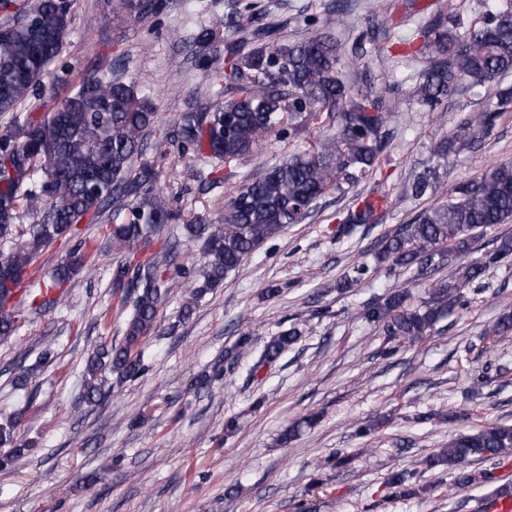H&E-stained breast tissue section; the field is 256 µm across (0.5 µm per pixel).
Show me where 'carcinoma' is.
I'll return each instance as SVG.
<instances>
[{"label":"carcinoma","instance_id":"obj_1","mask_svg":"<svg viewBox=\"0 0 512 512\" xmlns=\"http://www.w3.org/2000/svg\"><path fill=\"white\" fill-rule=\"evenodd\" d=\"M121 8L138 16L154 9L153 0H120ZM72 0H0V112L25 114L0 134V242L19 234L25 214L35 218L28 238L7 253L0 252V341L15 329L7 304L20 287L21 276L53 241L76 232L85 219L111 211L112 249L120 254L112 272L113 285L123 289L122 302L131 306L122 343L96 346L85 361L80 402L99 405L108 396L110 380L122 383L144 371L142 346L155 331L159 309L170 289L183 288L186 298L180 319L186 320L198 303L219 287L229 273L242 269L263 243L289 224H297L327 194L353 186L377 170L391 113V88L369 87L353 92L341 78L342 52L331 34L336 14L325 30L292 41L276 30L261 28L259 40L224 41V71L215 73L204 101L171 121L167 140L181 154L191 152L196 164L241 163L270 136H304L332 115L336 133L266 169L248 172L235 196L209 224H185L186 238L197 244L202 262L198 275L183 266L179 278L162 268L173 264L178 240L165 231L173 219L169 200L156 188L158 174L150 166L135 171L158 122L151 98L135 85L96 69L85 75L57 109L40 116L24 109L31 89L44 79L61 53L71 23ZM249 14H230L201 38L213 41L217 28L239 31L261 18L254 6ZM430 65L413 94L431 110L464 84L474 94L498 89L496 108L468 114L437 146L438 160L448 162L457 145L482 142L492 132L502 106L512 102V88L501 87L512 74V0H504L465 31L457 23L434 19L418 30ZM435 193L431 172L418 177L411 196ZM387 209L384 197L366 195L338 232L350 234L359 224H378ZM512 220V161H500L478 176L458 183L448 203L424 208L411 224L384 236L378 260L391 270L414 269L417 275L448 268L433 282L428 298L411 306L410 294L396 290L364 306L362 318L383 334L415 342L431 335L439 319L460 301L463 290L491 268L512 262V236L504 235L492 249L474 260L464 256L477 235ZM163 240L162 248L143 259L131 256L143 245ZM91 247L66 255L51 273L47 291L29 294V307H55L59 295L83 269H92ZM369 272L355 264L339 282L349 288ZM490 332L500 339L512 336V312L504 313ZM300 336L291 327L269 337L249 369L256 377L272 365ZM254 353L252 334L240 336L225 359L233 365ZM54 358L46 347L37 363L22 367L16 382ZM19 419L0 425V447L11 457L26 450L17 440ZM512 455V426L489 424L448 439L427 459L429 468L456 472L453 489L463 493L490 484L491 474L467 471L474 460L501 462Z\"/></svg>","mask_w":512,"mask_h":512}]
</instances>
